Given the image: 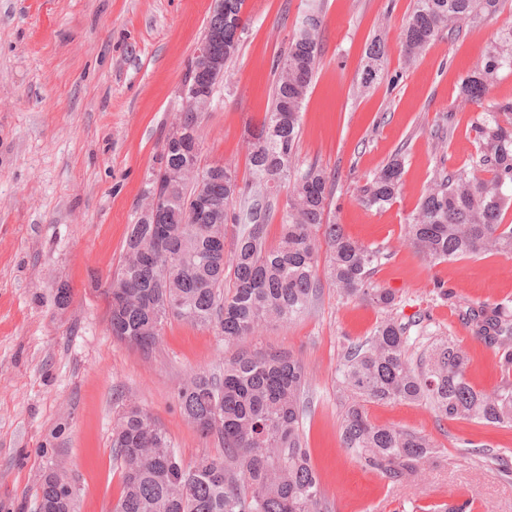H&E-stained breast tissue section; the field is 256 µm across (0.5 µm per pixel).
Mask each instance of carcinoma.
I'll use <instances>...</instances> for the list:
<instances>
[{
    "label": "carcinoma",
    "instance_id": "carcinoma-1",
    "mask_svg": "<svg viewBox=\"0 0 512 512\" xmlns=\"http://www.w3.org/2000/svg\"><path fill=\"white\" fill-rule=\"evenodd\" d=\"M503 0H413L401 29V53L418 57L444 28L478 12L494 14ZM247 27L246 0H224V13L209 16L205 29L224 30V64L238 53ZM323 37V18L311 0L284 55L273 62L271 104L250 132L249 179L231 165L201 164L193 151L201 134L196 113L185 112L184 140L161 149L159 167L193 165L210 175L209 194L224 211L196 205L198 185H169L148 177L168 220L135 217L117 272L105 293L112 337L147 352L171 318L218 328L224 340L240 341L270 324L291 323L308 310L320 286L319 272L347 298L385 311L371 336L350 343L338 371L345 396L341 447L402 487L419 485L436 452L424 436L373 423L368 403H421L437 420L468 419L512 427V306L466 304L462 320L474 337L498 350L502 381L492 392L475 389L467 356L440 339L411 353L409 328L395 312L396 294L373 275L384 254L326 223L334 176L297 158L302 110ZM365 67L376 79L385 71V46L375 41ZM512 73V51L493 48L461 86L467 102L485 97L501 71ZM482 141L471 171L438 172L406 224L408 241L428 265L488 253L512 255V103L485 112L477 122ZM403 161L385 164L359 190L360 202L381 208L402 185ZM286 191L277 244L267 239L272 199ZM307 383L302 363L290 352L241 351L224 360V373L196 372L178 392L185 420L204 436L217 435L224 454L186 464L166 431L134 403L122 407L112 428L122 494L114 512H331L318 472L303 443L301 396ZM467 454L501 467L507 458L490 448ZM60 471L40 488V512H79L78 497Z\"/></svg>",
    "mask_w": 512,
    "mask_h": 512
}]
</instances>
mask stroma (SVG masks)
I'll return each instance as SVG.
<instances>
[{"mask_svg": "<svg viewBox=\"0 0 512 512\" xmlns=\"http://www.w3.org/2000/svg\"><path fill=\"white\" fill-rule=\"evenodd\" d=\"M412 4L321 0L320 64L298 157L333 174L330 221L387 251L374 280L396 293L411 338L421 346L452 339L467 354L471 384L489 392L501 382L499 356L474 338L458 303L512 300V256L431 267L407 242L405 224L438 162L450 171L469 165L477 118L512 101L506 72L485 98H460L463 80L512 29V0L461 31L442 32L407 64L399 37ZM304 8V0H247L248 29L231 76L203 115V162L247 175V128L269 106L272 62ZM211 9L212 0H0V512H39L42 480L57 466L76 487L80 512H113L121 477L112 425L129 399L160 424L184 462L223 453L221 440L200 436L183 418L177 392L193 372L221 376L239 347L289 352L303 364L304 441L333 512H433L451 500L474 501L476 512H512V472L464 454L468 445L485 446L512 462V429L440 422L418 404H368L375 423L435 446L418 495L342 448L337 369L348 342L370 336L382 313L340 296L329 281L303 316L236 346L217 329L179 320L168 321L147 354L113 338L106 282ZM374 41L386 47L385 74L360 93ZM397 154L400 194L383 209L364 207L359 188ZM440 282L453 299L438 295ZM61 288L70 291L68 304L56 301ZM417 318L423 327L414 326Z\"/></svg>", "mask_w": 512, "mask_h": 512, "instance_id": "35a3bbf8", "label": "stroma"}]
</instances>
